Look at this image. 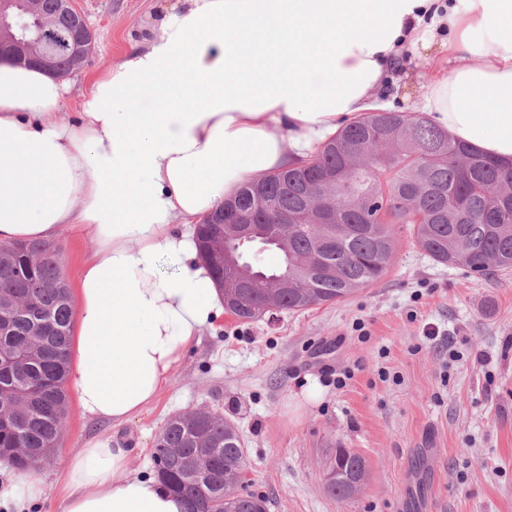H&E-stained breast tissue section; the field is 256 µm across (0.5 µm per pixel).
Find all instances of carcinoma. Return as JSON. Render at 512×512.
<instances>
[{
	"label": "carcinoma",
	"instance_id": "cac0c4a2",
	"mask_svg": "<svg viewBox=\"0 0 512 512\" xmlns=\"http://www.w3.org/2000/svg\"><path fill=\"white\" fill-rule=\"evenodd\" d=\"M53 20L55 75L77 69L69 40L74 16L60 0H33ZM289 221L288 233L281 224ZM248 222L274 237L276 274L288 287L258 285L246 296L226 288L236 269L213 271L224 310L241 323L261 309L300 311L340 303L377 283L395 253L396 225L434 262L488 279L512 269V164L451 139L418 112H373L343 126L302 164L246 184L197 227L210 257L223 224ZM60 250L42 240L0 247V461L18 471L48 461L68 408L73 311ZM157 477L187 512H266V501L238 491L246 448L234 425L171 417L156 439ZM366 458L337 448L323 472L336 501L361 491Z\"/></svg>",
	"mask_w": 512,
	"mask_h": 512
}]
</instances>
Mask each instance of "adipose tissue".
Instances as JSON below:
<instances>
[{
	"instance_id": "1",
	"label": "adipose tissue",
	"mask_w": 512,
	"mask_h": 512,
	"mask_svg": "<svg viewBox=\"0 0 512 512\" xmlns=\"http://www.w3.org/2000/svg\"><path fill=\"white\" fill-rule=\"evenodd\" d=\"M432 67L418 103L449 136L512 161V0H177L87 81L0 62V244L95 243L77 283L70 386L114 431L63 461L58 512H187L132 474L117 430L224 317L195 226L246 182L297 164L342 120L382 108L397 61ZM81 97L77 120L59 112ZM178 267L159 272L161 258ZM0 491L29 512L43 475Z\"/></svg>"
}]
</instances>
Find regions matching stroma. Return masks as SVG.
Segmentation results:
<instances>
[{
    "label": "stroma",
    "mask_w": 512,
    "mask_h": 512,
    "mask_svg": "<svg viewBox=\"0 0 512 512\" xmlns=\"http://www.w3.org/2000/svg\"><path fill=\"white\" fill-rule=\"evenodd\" d=\"M173 3L76 0L93 35L76 76L119 64ZM429 75L419 58L393 72L392 110L413 111ZM57 243L64 278L75 285L94 241L76 226ZM429 323L436 339L423 336ZM346 369L354 376L337 388ZM202 406L237 426L246 490L266 498L268 512H512V271L468 277L435 264L402 228L388 273L348 301L245 324L225 317L175 365L157 400L121 428L134 448L131 471L153 472L167 420ZM109 430L69 399L59 445L41 466L36 512H56L63 458ZM338 448L369 465L366 485L345 504L323 489Z\"/></svg>",
    "instance_id": "stroma-1"
}]
</instances>
